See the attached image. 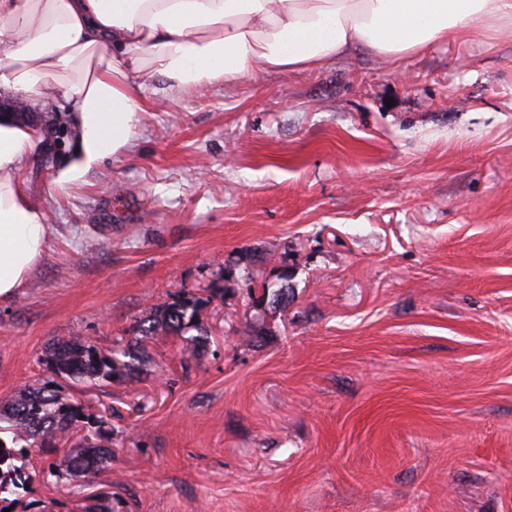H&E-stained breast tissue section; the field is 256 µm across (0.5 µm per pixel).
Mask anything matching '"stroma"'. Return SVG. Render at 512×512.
Here are the masks:
<instances>
[{
	"instance_id": "stroma-1",
	"label": "stroma",
	"mask_w": 512,
	"mask_h": 512,
	"mask_svg": "<svg viewBox=\"0 0 512 512\" xmlns=\"http://www.w3.org/2000/svg\"><path fill=\"white\" fill-rule=\"evenodd\" d=\"M143 97L65 193L64 110L25 166L49 244L0 301V401L181 292L208 339L158 334L139 382L84 392L67 445L108 435V468L15 512H512V35Z\"/></svg>"
}]
</instances>
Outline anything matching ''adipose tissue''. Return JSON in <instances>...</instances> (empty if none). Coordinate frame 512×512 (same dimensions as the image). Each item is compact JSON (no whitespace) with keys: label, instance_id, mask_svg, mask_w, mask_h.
I'll return each mask as SVG.
<instances>
[{"label":"adipose tissue","instance_id":"ef3b65f1","mask_svg":"<svg viewBox=\"0 0 512 512\" xmlns=\"http://www.w3.org/2000/svg\"><path fill=\"white\" fill-rule=\"evenodd\" d=\"M492 20L512 25V0H0V95L67 106L70 149L52 179L63 192L129 147L157 77L180 92L361 48L398 63ZM42 140L0 114V299L27 287L48 248L23 176Z\"/></svg>","mask_w":512,"mask_h":512}]
</instances>
